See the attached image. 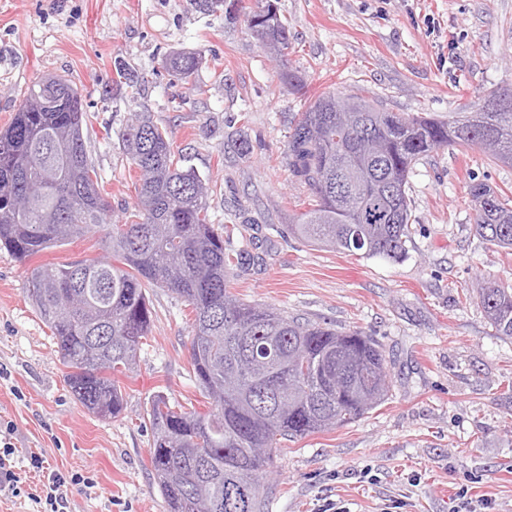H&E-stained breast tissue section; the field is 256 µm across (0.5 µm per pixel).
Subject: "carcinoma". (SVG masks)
Masks as SVG:
<instances>
[{"mask_svg": "<svg viewBox=\"0 0 512 512\" xmlns=\"http://www.w3.org/2000/svg\"><path fill=\"white\" fill-rule=\"evenodd\" d=\"M248 26L272 53L291 46L277 0H254ZM202 62L199 52H176L165 67L191 84ZM50 77L63 90L59 103L43 106L39 80L0 129V247L26 262L91 232L105 234L112 259L31 273L28 297L56 339L65 382L89 412L119 415L116 377L134 371L153 322L145 284L177 294L194 312L190 366L208 410L153 395L145 415L157 486L170 512H264V479L279 441L342 427L380 405L384 351L358 330L290 319L228 291L242 255L224 248L209 213L214 188L183 165L149 112L134 113L121 135L120 150L140 178L126 221L112 223L85 147V99L73 81ZM472 108L445 121L390 112L358 95H319L285 151L288 168L312 193L293 233L320 248L401 260L412 220L409 177L422 156L476 147L512 165V89L479 95ZM470 195L486 198L475 210V232L512 250V200L483 183L470 186ZM475 297L495 335L512 339V287L484 280ZM338 373L362 392H378L376 399L365 404L336 392L326 375Z\"/></svg>", "mask_w": 512, "mask_h": 512, "instance_id": "1", "label": "carcinoma"}]
</instances>
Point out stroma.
<instances>
[{
    "label": "stroma",
    "instance_id": "1",
    "mask_svg": "<svg viewBox=\"0 0 512 512\" xmlns=\"http://www.w3.org/2000/svg\"><path fill=\"white\" fill-rule=\"evenodd\" d=\"M251 4L228 17L188 0H0V128L42 76L75 82L91 120L87 154L118 223L139 177L119 137L131 113L152 112L174 150L217 187L210 214L225 248L244 255L231 291L382 346L386 401L344 427L282 442L267 512H320L328 500L343 512H453L462 490L485 512H512V339L496 336L463 294L483 277L512 286V251L475 234L469 193L483 182L512 194V166L453 146L423 156L409 179L407 254L391 262L322 250L289 231L310 192L283 159L294 119L325 91L444 119L469 111L478 93L512 87V0H278L293 37L284 66L251 34ZM176 51L202 54L195 85L165 69ZM119 62L139 81L117 95ZM285 68L303 92L285 87ZM107 254L97 236L25 262L0 250V432L20 478L19 494L0 492V512H37L33 452L50 469L90 478L69 486L67 512H169L143 414L159 392L204 408L189 364V307L147 286L153 326L135 372L120 379L123 412L103 419L73 398L26 294L34 268Z\"/></svg>",
    "mask_w": 512,
    "mask_h": 512
}]
</instances>
